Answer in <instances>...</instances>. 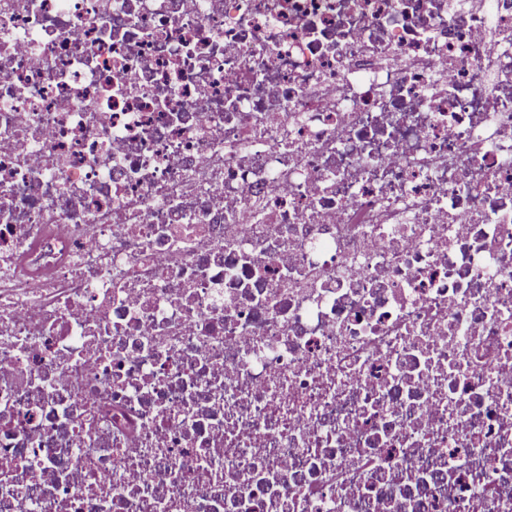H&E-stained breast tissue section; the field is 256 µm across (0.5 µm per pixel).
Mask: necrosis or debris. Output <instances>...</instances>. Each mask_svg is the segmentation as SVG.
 <instances>
[{"label": "necrosis or debris", "mask_w": 512, "mask_h": 512, "mask_svg": "<svg viewBox=\"0 0 512 512\" xmlns=\"http://www.w3.org/2000/svg\"><path fill=\"white\" fill-rule=\"evenodd\" d=\"M0 512H512V0H0Z\"/></svg>", "instance_id": "4bbe7bcc"}]
</instances>
